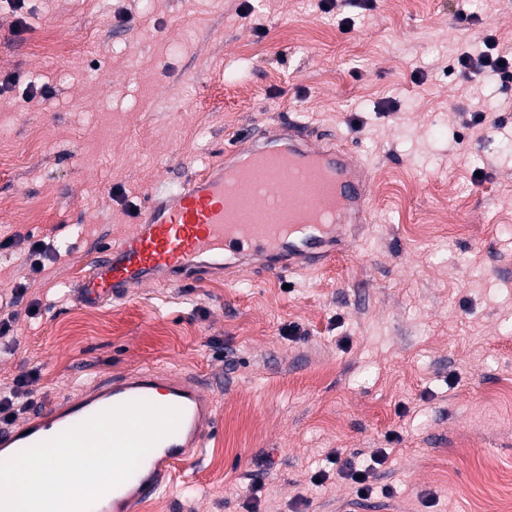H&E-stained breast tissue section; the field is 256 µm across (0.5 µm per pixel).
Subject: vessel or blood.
Returning <instances> with one entry per match:
<instances>
[{
  "mask_svg": "<svg viewBox=\"0 0 512 512\" xmlns=\"http://www.w3.org/2000/svg\"><path fill=\"white\" fill-rule=\"evenodd\" d=\"M311 181L307 195L283 194L284 172ZM370 174L353 153L314 145L305 124L284 116L277 126L235 139L219 171L185 179L139 209L134 231L119 242H102L73 296L83 305L120 300L129 289L155 283L181 285L223 270L228 258L281 278L301 269L326 267L350 224L366 223L371 211ZM247 186L259 205L252 224L236 223L238 189ZM273 210L288 211L287 224L270 223ZM135 400L182 410L177 431L161 440L125 482L95 500L89 512H127L147 501L173 476L177 463L200 458L217 418L204 385L157 371L126 373L87 386L56 405L31 410L0 429V460L48 440L91 416Z\"/></svg>",
  "mask_w": 512,
  "mask_h": 512,
  "instance_id": "vessel-or-blood-1",
  "label": "vessel or blood"
}]
</instances>
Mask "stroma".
Returning <instances> with one entry per match:
<instances>
[{"label":"stroma","instance_id":"stroma-1","mask_svg":"<svg viewBox=\"0 0 512 512\" xmlns=\"http://www.w3.org/2000/svg\"><path fill=\"white\" fill-rule=\"evenodd\" d=\"M457 3L0 0V290L27 288L0 385L27 377L39 408L149 369L216 403L202 457L139 512L512 506V101L454 69L485 32L512 46V0H466L468 24ZM475 108L485 126L465 127ZM287 112L371 175L332 266L73 299L151 193ZM37 240L54 248L38 274ZM380 449L357 498L339 463Z\"/></svg>","mask_w":512,"mask_h":512}]
</instances>
